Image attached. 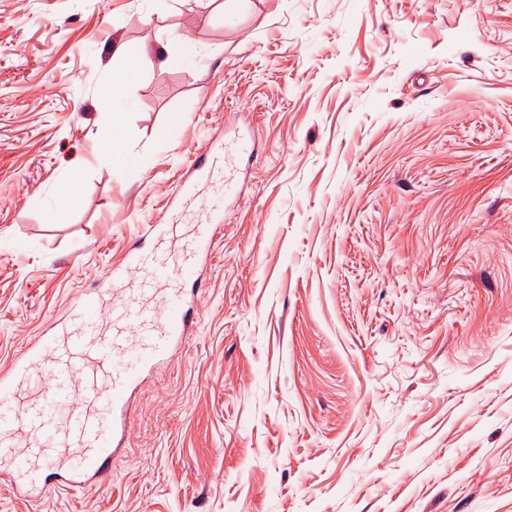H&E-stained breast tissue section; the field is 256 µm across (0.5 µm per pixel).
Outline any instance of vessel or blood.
Masks as SVG:
<instances>
[{
  "mask_svg": "<svg viewBox=\"0 0 512 512\" xmlns=\"http://www.w3.org/2000/svg\"><path fill=\"white\" fill-rule=\"evenodd\" d=\"M243 149L225 141L205 158L206 195L191 179L173 191L187 206L202 197L204 217L149 226L154 249L127 252L107 287L76 295L48 335L0 369V465L19 497H41L48 472L66 488L111 479L134 393L194 332L184 285L210 258L216 219L236 187L229 168Z\"/></svg>",
  "mask_w": 512,
  "mask_h": 512,
  "instance_id": "vessel-or-blood-1",
  "label": "vessel or blood"
}]
</instances>
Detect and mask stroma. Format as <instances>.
Instances as JSON below:
<instances>
[{
	"label": "stroma",
	"mask_w": 512,
	"mask_h": 512,
	"mask_svg": "<svg viewBox=\"0 0 512 512\" xmlns=\"http://www.w3.org/2000/svg\"><path fill=\"white\" fill-rule=\"evenodd\" d=\"M173 32L124 76L131 178L112 44ZM218 132L254 153L111 481L0 512H512V0H0V367ZM113 55L118 58L127 56L128 66L137 67L142 62H147L153 70L164 72L170 65L172 59V44L170 40L158 41L157 44L149 50L141 49L135 55H127L125 46L117 41L113 45ZM122 99V84L114 81L111 83L108 91L101 96L99 100V109L107 117L112 118V128L114 129L119 125L117 112H113L120 104ZM102 142V153L105 154L114 165L125 169L130 174H137L139 170L138 161L123 141L110 135L100 138Z\"/></svg>",
	"instance_id": "obj_1"
}]
</instances>
